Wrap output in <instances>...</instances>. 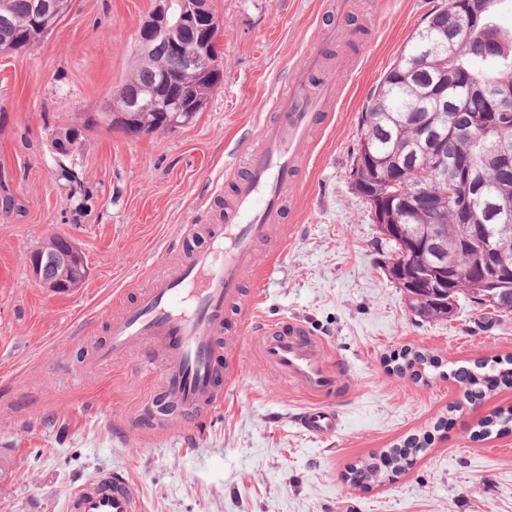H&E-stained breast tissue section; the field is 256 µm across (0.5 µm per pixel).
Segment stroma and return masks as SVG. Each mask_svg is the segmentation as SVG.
Returning <instances> with one entry per match:
<instances>
[{"label": "stroma", "mask_w": 512, "mask_h": 512, "mask_svg": "<svg viewBox=\"0 0 512 512\" xmlns=\"http://www.w3.org/2000/svg\"><path fill=\"white\" fill-rule=\"evenodd\" d=\"M348 2L365 30L356 41L336 22V0H210L224 81L191 125L141 138L96 117L133 67L153 0H73L37 46L0 56V195L17 203L0 210V512H63L68 487L113 468L140 485L143 512H512V433L478 436L483 418L512 407V388L463 406L445 377L512 358V315L486 317L463 299L451 320L412 316L386 273L393 248L350 186L367 96L443 0ZM330 29L310 87L337 88L332 120L257 246L258 265L280 257L256 310L301 317L329 339L347 365L340 427L323 438L298 427L308 400L263 367L233 312L220 337L236 347L223 406L195 427L160 413L131 428L159 398L162 366L97 362L112 316L178 259L179 225L218 223L220 203L203 202L210 184L231 198L247 169L240 143L257 146L272 100ZM73 126L82 142L60 155L53 134ZM53 233L88 268L64 294L28 263ZM405 348L441 370L393 372ZM427 432L430 448L383 485L349 480L361 460Z\"/></svg>", "instance_id": "1"}]
</instances>
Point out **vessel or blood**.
Instances as JSON below:
<instances>
[{
    "instance_id": "vessel-or-blood-1",
    "label": "vessel or blood",
    "mask_w": 512,
    "mask_h": 512,
    "mask_svg": "<svg viewBox=\"0 0 512 512\" xmlns=\"http://www.w3.org/2000/svg\"><path fill=\"white\" fill-rule=\"evenodd\" d=\"M321 65L320 53L308 55L288 92L276 99L260 128L261 148L252 152L245 176L237 179L224 221L197 227L180 225L184 244L203 234L207 245L186 248L179 263L152 280L138 300L110 325L101 361L128 355L146 363L162 361L164 402L176 405L183 422L199 419L224 399L223 384L232 373L223 367L218 335L228 309L245 302L244 277L255 263L256 248L280 217V194L291 186L308 156L307 144L328 119L335 94L307 91L309 75ZM247 333L263 366L282 376L310 402L298 423L309 435L335 433L330 401L344 390V372L331 361V343L301 318H254ZM65 512H142L139 485L121 469L98 474L64 497Z\"/></svg>"
}]
</instances>
